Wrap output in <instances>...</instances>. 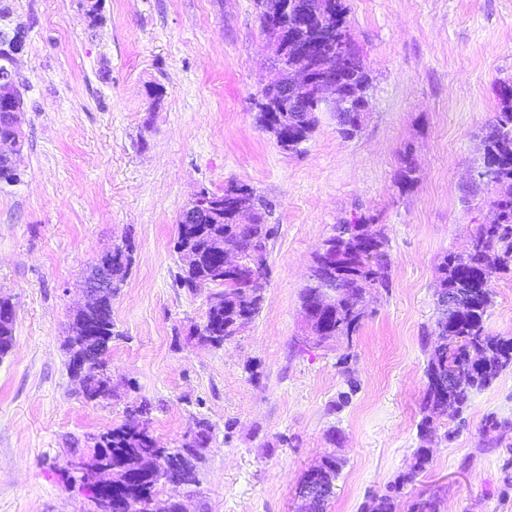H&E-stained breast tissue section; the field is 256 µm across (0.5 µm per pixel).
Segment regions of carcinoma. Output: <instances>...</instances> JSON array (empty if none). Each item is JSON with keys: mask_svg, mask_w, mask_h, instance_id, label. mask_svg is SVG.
Here are the masks:
<instances>
[{"mask_svg": "<svg viewBox=\"0 0 512 512\" xmlns=\"http://www.w3.org/2000/svg\"><path fill=\"white\" fill-rule=\"evenodd\" d=\"M259 19L265 31L272 33L290 27L291 16L283 13L271 14L269 0H256ZM329 10L336 14V33L331 40L351 39L347 30V9L344 0H327ZM321 31L320 20L310 16L308 23L297 28L302 41H312ZM372 84L369 72L361 59L346 68L343 73L342 90L353 94L367 92ZM501 110L495 113L484 137L482 162L477 168L481 178L477 184L497 188L498 195L492 202L494 220L479 224L470 234L465 249L448 252L441 258L440 273L435 290L436 298L450 290L471 292L472 305L456 312L445 313L441 304H436L434 322L437 335L444 337L443 343L428 350L425 375L427 383L439 375L459 379L462 386L455 398L459 410L467 408L471 396L489 388L501 373L512 369V337L496 336L486 327L488 311L493 303L492 291L487 284L495 278L512 275V84L501 82L497 88ZM325 111L319 100L311 97L304 112H282L289 141L295 146H282L286 151L298 150V146L309 140L318 123L316 113ZM337 124L341 133L352 136L362 125V113L338 112ZM418 181L417 168L410 152H404L399 185L406 189ZM371 223L364 217L335 230L328 241L336 243V252L352 265L355 275L339 282L343 293L371 295L389 291L391 287V261L386 236L369 246L364 240L363 228ZM198 228L194 235L183 230L185 223L178 222L174 249L195 251L200 261L194 266H185L178 273L176 283L181 288L196 291L211 283V269L216 259L213 249L216 244H232L239 253L241 264L252 269L254 280L227 281L219 289L221 300L208 303L206 320L198 336H215L221 342L237 334V328L252 322L261 312L268 282V263L256 262V254L269 255L268 245L274 234V225L264 222V213L256 214L251 224L238 223L233 202L224 199V216L214 220L211 215L200 214L192 221ZM112 254V290L116 291L125 281L133 263V249L129 244H116L108 250ZM366 313L356 314L340 303L328 316L329 326L335 335L351 342L361 326ZM84 321L103 340L112 342V304L98 313L77 315L74 322ZM15 321H0V357L14 346ZM67 360L66 367L73 374L81 366L82 346L73 336L62 344ZM110 355L105 353L94 362L84 376L81 393L88 401L103 400L102 394L112 384L108 364ZM442 416L439 401L432 388H427L421 406V419L417 424L420 440L425 441L437 430L436 421ZM210 426L203 420L198 434L176 448H157L144 420L114 428L100 436L95 452L107 458L117 473H128L134 483L112 487V499L128 500L133 512H153L152 504L160 478L169 473L177 474L186 469L194 470L192 461L198 459L199 449L209 442ZM415 463L411 470L398 477L387 487L385 493L371 498L366 512H395L397 493L406 483L426 469L431 455L419 447L414 452Z\"/></svg>", "mask_w": 512, "mask_h": 512, "instance_id": "obj_1", "label": "carcinoma"}]
</instances>
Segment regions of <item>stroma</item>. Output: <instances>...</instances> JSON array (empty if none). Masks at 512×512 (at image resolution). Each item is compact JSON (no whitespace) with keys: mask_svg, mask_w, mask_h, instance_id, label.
<instances>
[{"mask_svg":"<svg viewBox=\"0 0 512 512\" xmlns=\"http://www.w3.org/2000/svg\"><path fill=\"white\" fill-rule=\"evenodd\" d=\"M16 0L28 24L21 180L0 185V296L16 309L0 358V512H89L70 460L147 403L157 447L208 420L198 485L158 486V507L297 512L304 472L343 461L326 512H363L410 470L427 389L424 338L441 257L490 222L496 190L477 186L480 144L512 81V0H345L371 75L362 129L323 112L298 151L257 120L276 77L255 0ZM412 150L418 182L401 189ZM244 183L271 206L268 285L259 315L215 347L198 342L207 290L177 287V222L192 196ZM383 227L389 291L370 299L351 344L301 347L300 293L336 225ZM131 239L134 262L112 298L113 397L86 401L62 342L83 278ZM486 327L512 336V278L492 283ZM348 355L347 368L337 360ZM359 389L339 396L347 376ZM431 460L399 494L440 512H512V370L441 418Z\"/></svg>","mask_w":512,"mask_h":512,"instance_id":"stroma-1","label":"stroma"}]
</instances>
